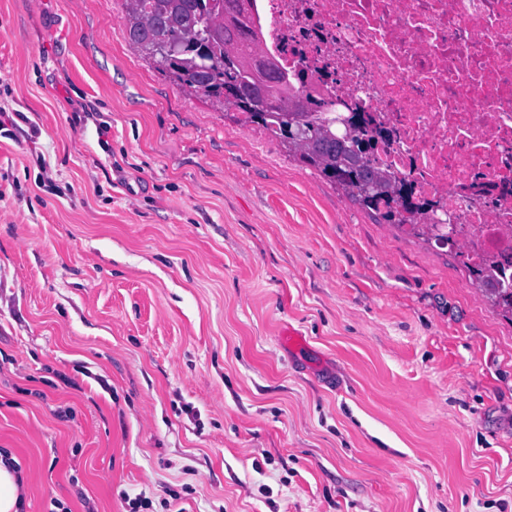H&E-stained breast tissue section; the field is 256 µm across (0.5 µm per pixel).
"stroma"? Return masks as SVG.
<instances>
[{"label": "stroma", "instance_id": "35a3bbf8", "mask_svg": "<svg viewBox=\"0 0 512 512\" xmlns=\"http://www.w3.org/2000/svg\"><path fill=\"white\" fill-rule=\"evenodd\" d=\"M0 448L26 512H512V319L123 0H0Z\"/></svg>", "mask_w": 512, "mask_h": 512}]
</instances>
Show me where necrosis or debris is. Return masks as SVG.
Returning <instances> with one entry per match:
<instances>
[{
	"label": "necrosis or debris",
	"instance_id": "1",
	"mask_svg": "<svg viewBox=\"0 0 512 512\" xmlns=\"http://www.w3.org/2000/svg\"><path fill=\"white\" fill-rule=\"evenodd\" d=\"M260 51L344 115L391 130L371 156L464 257L512 256V0H249Z\"/></svg>",
	"mask_w": 512,
	"mask_h": 512
}]
</instances>
